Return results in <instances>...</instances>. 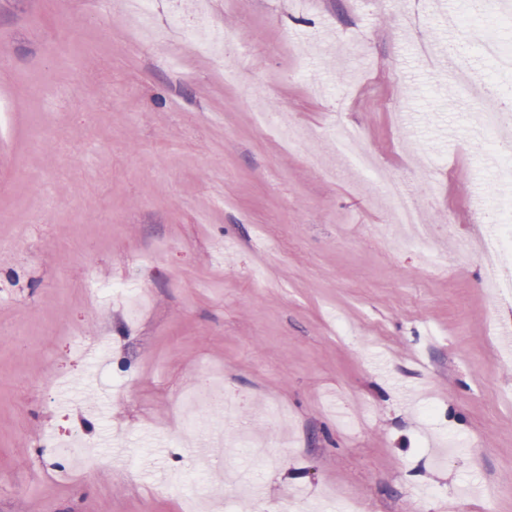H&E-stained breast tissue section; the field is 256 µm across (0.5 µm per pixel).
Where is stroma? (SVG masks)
Here are the masks:
<instances>
[{
	"label": "stroma",
	"instance_id": "35a3bbf8",
	"mask_svg": "<svg viewBox=\"0 0 512 512\" xmlns=\"http://www.w3.org/2000/svg\"><path fill=\"white\" fill-rule=\"evenodd\" d=\"M148 14L147 29L123 0H0V512H290L294 496L304 512H512V296L453 249L489 233L476 204L512 222V182L416 42L512 98V69L461 36L468 0ZM175 15L230 35L223 61ZM273 110L305 141L257 124ZM336 124L420 188L435 244L393 246ZM211 372L231 414L209 403ZM188 392L229 435L223 469L179 440ZM112 428L95 472L50 448Z\"/></svg>",
	"mask_w": 512,
	"mask_h": 512
}]
</instances>
